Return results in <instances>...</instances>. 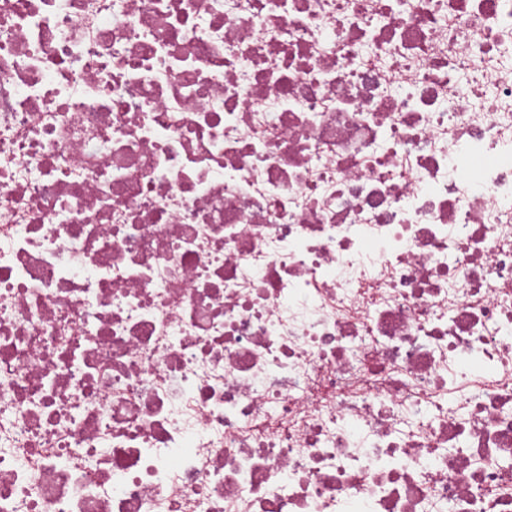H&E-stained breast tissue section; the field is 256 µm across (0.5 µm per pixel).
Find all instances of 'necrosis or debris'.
Returning <instances> with one entry per match:
<instances>
[{
	"label": "necrosis or debris",
	"mask_w": 512,
	"mask_h": 512,
	"mask_svg": "<svg viewBox=\"0 0 512 512\" xmlns=\"http://www.w3.org/2000/svg\"><path fill=\"white\" fill-rule=\"evenodd\" d=\"M0 512H512V0H0Z\"/></svg>",
	"instance_id": "necrosis-or-debris-1"
}]
</instances>
